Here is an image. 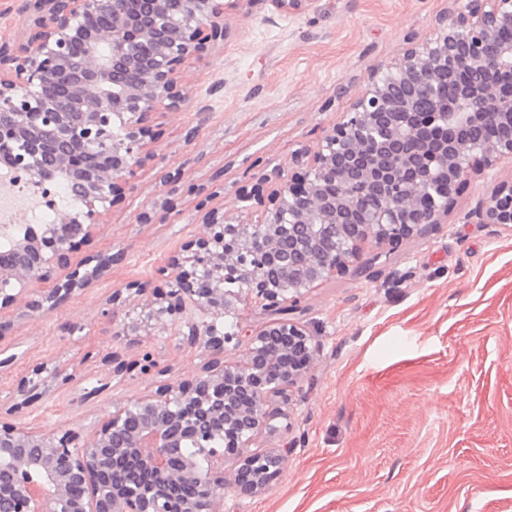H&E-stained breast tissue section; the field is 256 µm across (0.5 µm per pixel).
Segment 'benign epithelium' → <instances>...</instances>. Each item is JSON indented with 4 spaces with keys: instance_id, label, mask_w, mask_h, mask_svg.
Masks as SVG:
<instances>
[{
    "instance_id": "1",
    "label": "benign epithelium",
    "mask_w": 512,
    "mask_h": 512,
    "mask_svg": "<svg viewBox=\"0 0 512 512\" xmlns=\"http://www.w3.org/2000/svg\"><path fill=\"white\" fill-rule=\"evenodd\" d=\"M243 2L290 15L316 0H26L27 41L16 48L0 41V169L42 182L62 179L84 209L60 210L56 223L15 236L13 262L0 265V311L23 300L28 316H42L107 270L110 257L92 254L73 264L69 254L100 230L120 183L149 159L143 153L149 114L177 112L187 102L176 75L196 53L201 32L224 40V14ZM103 15L108 22L95 24ZM506 30H512V0H450L429 34L411 37L397 58L377 67L392 79L371 74L345 119L315 146L291 154L289 163L302 167L298 176L286 179L275 165L262 176L277 183L271 195L258 187L241 195L265 204L259 223L205 213L187 245L191 256L172 264L167 289H138L139 318L121 324L117 335H162L191 308L198 320L189 336L208 358L172 377L148 350L133 365L114 351L101 353L112 379L135 365L158 381L113 404L88 432L0 420V491L9 490L17 512H224L226 493L268 490L294 441L277 451L250 446L266 429L290 433L289 425L274 424L281 417L274 403L303 401L302 382L321 355L311 331L290 318L305 292L345 272L367 243L397 246L426 225L445 223L471 172L512 159V136H482L487 125H512V87L502 88V75L512 74ZM463 71L473 81L427 113L437 136L408 150L418 133L410 103ZM129 73L137 81H118ZM62 78L69 87L64 107L45 93ZM163 183L169 217L177 213L175 179L165 176ZM374 192L385 204L370 214L364 195ZM476 215L484 224L511 225L512 181L498 183ZM329 234L336 239L332 250ZM60 267L62 279L34 289ZM243 288L270 316L256 332L234 307ZM229 347L244 348L243 359L225 362ZM83 382L74 371L38 363L14 386L5 414L55 386ZM189 438L193 454L184 451ZM139 469L156 471L158 482L141 484Z\"/></svg>"
}]
</instances>
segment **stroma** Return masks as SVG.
Listing matches in <instances>:
<instances>
[{
  "label": "stroma",
  "mask_w": 512,
  "mask_h": 512,
  "mask_svg": "<svg viewBox=\"0 0 512 512\" xmlns=\"http://www.w3.org/2000/svg\"><path fill=\"white\" fill-rule=\"evenodd\" d=\"M447 5L317 0L296 15L269 5L228 12L223 48L208 45L182 65L187 103L152 114V158L93 239L92 251L113 257L109 272L46 315L26 317L21 305L0 312L11 326L0 340V400L40 362L73 366L96 389L85 398L61 387L13 422L89 428L113 400L152 389V377L137 373L97 389L108 348L125 360L149 348L180 374L199 367L206 353L191 343L186 320L145 344L114 336L116 325L138 317L136 286L161 284L160 268L184 257L208 210L260 221L262 207L240 201V191L277 164L293 175L291 153L344 119L349 101L337 87L361 85ZM165 173L179 186L170 218L155 208ZM509 178L506 160L474 173L446 223L397 249L366 248L345 273L306 293L297 318L322 356L290 412L298 443L268 491L226 494L224 512H512V228L475 216ZM210 183L223 193L195 194ZM116 293L109 321L101 311Z\"/></svg>",
  "instance_id": "stroma-1"
}]
</instances>
